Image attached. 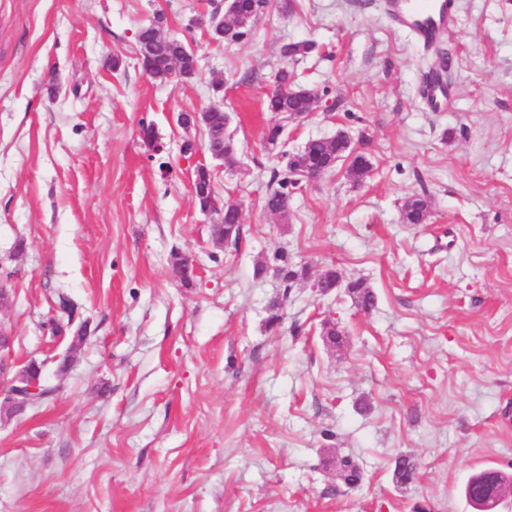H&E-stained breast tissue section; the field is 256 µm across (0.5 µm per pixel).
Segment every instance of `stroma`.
<instances>
[{"label": "stroma", "mask_w": 512, "mask_h": 512, "mask_svg": "<svg viewBox=\"0 0 512 512\" xmlns=\"http://www.w3.org/2000/svg\"><path fill=\"white\" fill-rule=\"evenodd\" d=\"M218 2L0 0V324L11 360L43 363L58 387L0 421V512H470L476 469L512 473V0H457L441 112L420 94L439 57L381 0H269L232 44L204 23ZM158 14L197 56L191 80L143 71L135 34ZM304 40L315 48L294 68L314 110L272 147L280 50ZM215 104L232 167L177 122ZM339 132L369 175L352 181L340 160L291 189L286 218L267 214L282 153ZM201 163L241 209L239 250L193 196ZM414 195L425 223L402 221ZM279 247L308 273L287 290L254 274ZM330 266L374 308L316 295ZM62 293L87 337L61 374L69 342L46 321Z\"/></svg>", "instance_id": "1"}]
</instances>
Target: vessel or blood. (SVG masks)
I'll list each match as a JSON object with an SVG mask.
<instances>
[{"mask_svg":"<svg viewBox=\"0 0 512 512\" xmlns=\"http://www.w3.org/2000/svg\"><path fill=\"white\" fill-rule=\"evenodd\" d=\"M390 23L409 31L418 43L430 47L453 27L456 0H384ZM423 96L433 111H443L447 97L439 74H428L422 84Z\"/></svg>","mask_w":512,"mask_h":512,"instance_id":"obj_1","label":"vessel or blood"}]
</instances>
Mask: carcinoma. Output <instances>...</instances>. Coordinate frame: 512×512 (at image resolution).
<instances>
[{"label":"carcinoma","instance_id":"1","mask_svg":"<svg viewBox=\"0 0 512 512\" xmlns=\"http://www.w3.org/2000/svg\"><path fill=\"white\" fill-rule=\"evenodd\" d=\"M240 14L224 18L223 35L212 34V39L218 42H237L246 37L268 6V0H239ZM163 17L157 16L148 25L140 27L136 33L138 48H150L147 63L150 68V77L165 81L175 75L183 80H189L197 74L198 60L187 49L185 43L177 38L162 33ZM314 48L308 41L293 42L284 45L281 49L286 58L295 59L305 56ZM276 79L280 91L268 99L267 107L272 112L287 114L289 112H303L313 106L314 97L310 90L298 85L292 72L288 69L279 71ZM227 117L224 109L219 106H210L199 112V126L202 127L211 147L224 155V163L233 166L236 164L234 145L231 139L225 137L224 126ZM351 150L350 141L346 134L340 132L333 138L314 140L300 152L286 156L285 165L276 171L269 184V192L265 199V209L273 215L284 216L288 212V187L298 184L297 178L309 171L311 162L316 160H338L343 154ZM370 161L362 154L358 155L348 168L349 177L355 181H362L369 173ZM194 177L200 181V186L208 191L200 193L196 200L199 205L207 206L215 201L211 177L194 171ZM429 213V202L424 196H414L406 201L403 210V221L406 224H421ZM215 239L229 241V247L238 249L242 239V224L239 208L233 204L224 205L222 223L214 226ZM273 267L278 277L289 290L291 283L305 277L304 268L297 266L288 257V252L279 248L273 256ZM355 304L364 311L371 310L375 305V296L363 282L354 280L348 288ZM339 474L350 485L361 482L362 474L359 467L348 458L339 462Z\"/></svg>","mask_w":512,"mask_h":512}]
</instances>
